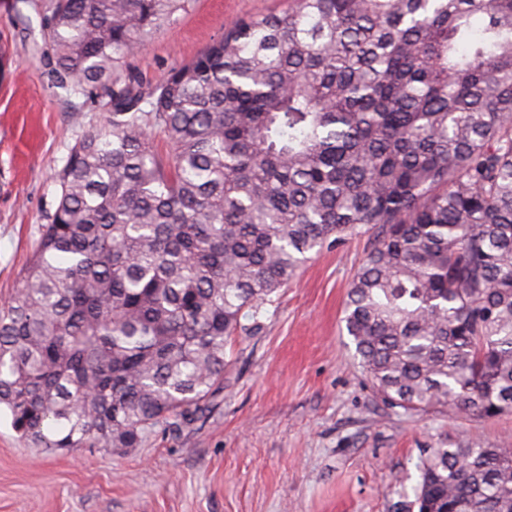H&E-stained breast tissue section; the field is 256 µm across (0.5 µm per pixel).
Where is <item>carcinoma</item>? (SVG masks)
Masks as SVG:
<instances>
[{
  "instance_id": "1",
  "label": "carcinoma",
  "mask_w": 512,
  "mask_h": 512,
  "mask_svg": "<svg viewBox=\"0 0 512 512\" xmlns=\"http://www.w3.org/2000/svg\"><path fill=\"white\" fill-rule=\"evenodd\" d=\"M188 0H50L103 90L0 307V407L36 448H137L224 388L243 321L373 232L344 328L393 408L512 413V0H289L155 84L115 77ZM164 133L159 154L152 136ZM417 512H512V448H430Z\"/></svg>"
}]
</instances>
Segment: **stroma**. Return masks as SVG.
<instances>
[{"label": "stroma", "instance_id": "35a3bbf8", "mask_svg": "<svg viewBox=\"0 0 512 512\" xmlns=\"http://www.w3.org/2000/svg\"><path fill=\"white\" fill-rule=\"evenodd\" d=\"M46 0H0V305L19 287L57 203L68 148L105 112L60 85L42 35ZM288 0H188L118 74L156 83L236 22ZM372 234L325 247L226 349L207 408L137 448H30L0 415V512H396L427 448L465 438L512 448V414L411 413L374 393L342 329Z\"/></svg>", "mask_w": 512, "mask_h": 512}]
</instances>
